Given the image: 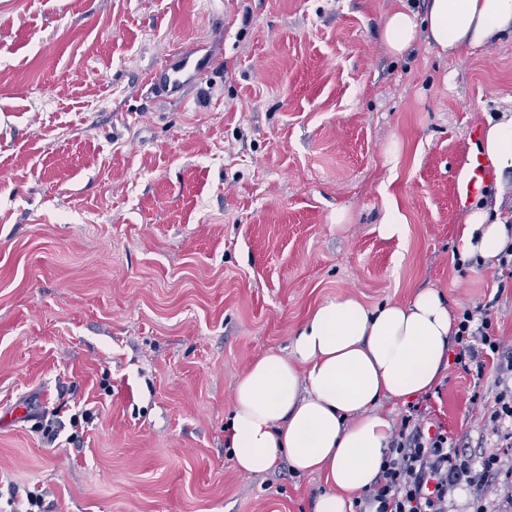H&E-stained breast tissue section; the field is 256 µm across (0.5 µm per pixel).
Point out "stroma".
<instances>
[{
	"mask_svg": "<svg viewBox=\"0 0 512 512\" xmlns=\"http://www.w3.org/2000/svg\"><path fill=\"white\" fill-rule=\"evenodd\" d=\"M402 4L427 0H0V512L29 486L44 512H314L319 475L235 468L240 377L341 295L488 301L496 266L453 268L456 181L470 124L512 115V37L396 57ZM190 48L207 79L153 96ZM472 385L446 370L433 403L479 455ZM405 218L398 208L389 206L386 209L379 230L387 238L401 237L405 230Z\"/></svg>",
	"mask_w": 512,
	"mask_h": 512,
	"instance_id": "1",
	"label": "stroma"
}]
</instances>
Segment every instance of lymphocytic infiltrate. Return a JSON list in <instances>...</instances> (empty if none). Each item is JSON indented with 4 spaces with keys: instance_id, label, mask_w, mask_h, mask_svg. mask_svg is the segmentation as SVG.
<instances>
[{
    "instance_id": "obj_1",
    "label": "lymphocytic infiltrate",
    "mask_w": 512,
    "mask_h": 512,
    "mask_svg": "<svg viewBox=\"0 0 512 512\" xmlns=\"http://www.w3.org/2000/svg\"><path fill=\"white\" fill-rule=\"evenodd\" d=\"M451 362L472 376L469 401L484 430L497 439L493 451L474 456L436 417L431 395L407 404L392 427L379 473L353 499V512H449L448 500L466 491L471 512H488L491 487L512 480V346L499 336L489 305L456 316ZM493 373L497 392L486 398L477 384Z\"/></svg>"
}]
</instances>
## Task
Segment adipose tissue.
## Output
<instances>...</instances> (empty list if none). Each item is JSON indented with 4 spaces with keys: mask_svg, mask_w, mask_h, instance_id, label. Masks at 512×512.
I'll return each mask as SVG.
<instances>
[{
    "mask_svg": "<svg viewBox=\"0 0 512 512\" xmlns=\"http://www.w3.org/2000/svg\"><path fill=\"white\" fill-rule=\"evenodd\" d=\"M508 34L512 0H429L424 16L402 7L380 28L395 55L423 37L460 57ZM482 150L498 173L512 172V116L488 122ZM511 239L506 217L476 209L458 227L456 251L490 263ZM455 320L437 288L418 289L404 303L369 307L339 296L320 304L292 336L288 355H265L238 381L226 424L237 469L263 474L288 460L295 472L323 475L327 488L314 512H351L388 446L382 403L440 384Z\"/></svg>",
    "mask_w": 512,
    "mask_h": 512,
    "instance_id": "adipose-tissue-1",
    "label": "adipose tissue"
}]
</instances>
